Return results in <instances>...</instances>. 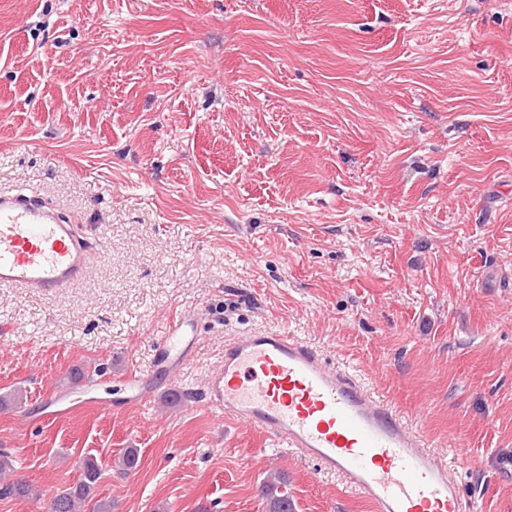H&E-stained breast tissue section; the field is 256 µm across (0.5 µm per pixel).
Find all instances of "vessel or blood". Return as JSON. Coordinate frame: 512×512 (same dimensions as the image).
Masks as SVG:
<instances>
[{
    "instance_id": "obj_1",
    "label": "vessel or blood",
    "mask_w": 512,
    "mask_h": 512,
    "mask_svg": "<svg viewBox=\"0 0 512 512\" xmlns=\"http://www.w3.org/2000/svg\"><path fill=\"white\" fill-rule=\"evenodd\" d=\"M93 258L55 208L25 191H0V285L58 292L80 281ZM197 342L192 315L181 314L156 350L158 371L174 379ZM204 405L338 475L374 512H465L446 462L402 416L286 332L254 330L226 342Z\"/></svg>"
}]
</instances>
